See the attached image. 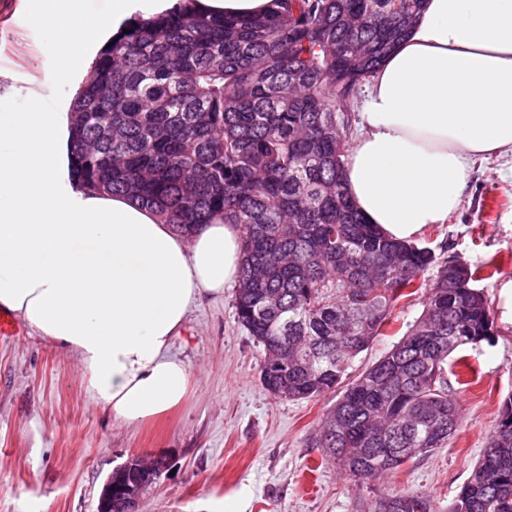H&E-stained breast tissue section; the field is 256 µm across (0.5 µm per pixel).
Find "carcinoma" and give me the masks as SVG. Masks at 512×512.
I'll list each match as a JSON object with an SVG mask.
<instances>
[{"label":"carcinoma","mask_w":512,"mask_h":512,"mask_svg":"<svg viewBox=\"0 0 512 512\" xmlns=\"http://www.w3.org/2000/svg\"><path fill=\"white\" fill-rule=\"evenodd\" d=\"M424 2L272 0L250 18L188 3L110 40L70 108L72 173L86 188L128 195L180 235L241 225L235 315L263 347L261 383L294 401L343 389L313 447L361 482L447 447L459 427L448 359L494 339L474 272L386 237L344 186L359 87ZM418 294L421 316L348 380L397 304ZM364 512L431 505L394 487ZM449 512H512V395Z\"/></svg>","instance_id":"cac0c4a2"}]
</instances>
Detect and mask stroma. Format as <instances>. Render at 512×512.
Here are the masks:
<instances>
[{
    "mask_svg": "<svg viewBox=\"0 0 512 512\" xmlns=\"http://www.w3.org/2000/svg\"><path fill=\"white\" fill-rule=\"evenodd\" d=\"M37 0H0V110L28 109L26 90L47 108L69 111L84 72L59 77L56 41L33 21ZM420 246L496 273L478 281L491 308L494 341L452 365L459 429L448 446L361 484L311 441L337 400L290 401L260 382L263 352L239 326L234 289L194 306L171 352L190 365L191 391L166 420L114 418L82 379L76 356L28 327L0 338V512H97L107 476L131 457L165 454L171 473L147 489L140 512H363L390 487L448 507L482 457L512 393V154L473 160L458 209L428 225ZM423 311L402 300L389 324L348 370L355 376L396 344Z\"/></svg>",
    "mask_w": 512,
    "mask_h": 512,
    "instance_id": "stroma-1",
    "label": "stroma"
}]
</instances>
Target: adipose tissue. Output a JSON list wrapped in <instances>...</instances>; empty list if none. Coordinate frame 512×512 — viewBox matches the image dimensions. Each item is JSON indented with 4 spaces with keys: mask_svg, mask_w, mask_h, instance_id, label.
Segmentation results:
<instances>
[{
    "mask_svg": "<svg viewBox=\"0 0 512 512\" xmlns=\"http://www.w3.org/2000/svg\"><path fill=\"white\" fill-rule=\"evenodd\" d=\"M40 0L63 71L85 45L183 0ZM0 112V309L74 352L113 416L158 419L192 373L171 346L191 306L237 284L243 230L202 225L191 238L123 195L71 177V115L29 92ZM344 180L357 210L389 238L447 223L474 158L512 151V0H426L374 75Z\"/></svg>",
    "mask_w": 512,
    "mask_h": 512,
    "instance_id": "1",
    "label": "adipose tissue"
}]
</instances>
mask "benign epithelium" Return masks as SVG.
I'll list each match as a JSON object with an SVG mask.
<instances>
[{
  "mask_svg": "<svg viewBox=\"0 0 512 512\" xmlns=\"http://www.w3.org/2000/svg\"><path fill=\"white\" fill-rule=\"evenodd\" d=\"M163 455L149 459L134 457L117 467L107 477L97 512H137L143 492L168 470Z\"/></svg>",
  "mask_w": 512,
  "mask_h": 512,
  "instance_id": "benign-epithelium-1",
  "label": "benign epithelium"
}]
</instances>
